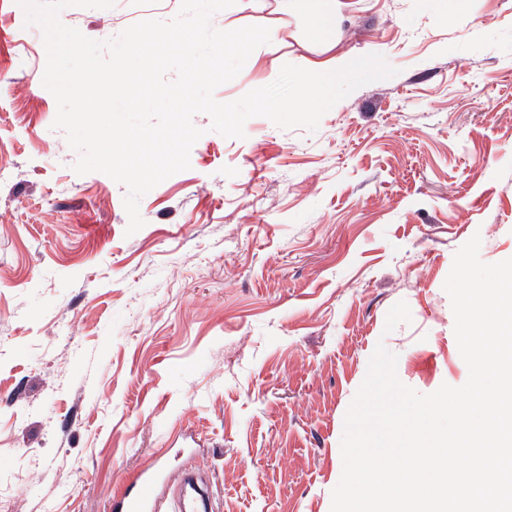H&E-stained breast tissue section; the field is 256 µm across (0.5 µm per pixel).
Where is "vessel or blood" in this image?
Here are the masks:
<instances>
[{
    "mask_svg": "<svg viewBox=\"0 0 512 512\" xmlns=\"http://www.w3.org/2000/svg\"><path fill=\"white\" fill-rule=\"evenodd\" d=\"M112 512H200V502L186 482L153 465L141 470L112 500Z\"/></svg>",
    "mask_w": 512,
    "mask_h": 512,
    "instance_id": "vessel-or-blood-1",
    "label": "vessel or blood"
}]
</instances>
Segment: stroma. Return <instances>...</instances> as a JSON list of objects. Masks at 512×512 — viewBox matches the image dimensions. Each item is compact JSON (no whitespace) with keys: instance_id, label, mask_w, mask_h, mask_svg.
Instances as JSON below:
<instances>
[{"instance_id":"stroma-1","label":"stroma","mask_w":512,"mask_h":512,"mask_svg":"<svg viewBox=\"0 0 512 512\" xmlns=\"http://www.w3.org/2000/svg\"><path fill=\"white\" fill-rule=\"evenodd\" d=\"M181 0L69 7L105 41ZM282 24L215 91L238 99L290 63L383 55L316 131L264 117L242 139L193 119L190 167L144 195L76 174L44 88L42 31L0 0V499L12 512H110L140 470L194 459L213 512H330L346 412L377 344L428 394L468 368L443 289L456 251L512 258V0H355L327 44Z\"/></svg>"}]
</instances>
